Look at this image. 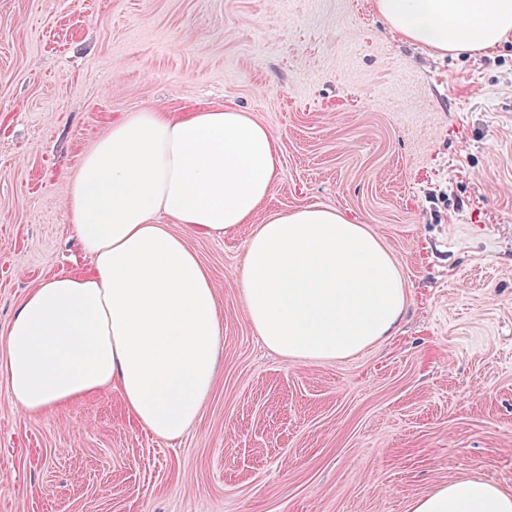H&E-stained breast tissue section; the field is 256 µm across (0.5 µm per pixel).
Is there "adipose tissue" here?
Returning <instances> with one entry per match:
<instances>
[{
    "label": "adipose tissue",
    "instance_id": "ef3b65f1",
    "mask_svg": "<svg viewBox=\"0 0 512 512\" xmlns=\"http://www.w3.org/2000/svg\"><path fill=\"white\" fill-rule=\"evenodd\" d=\"M375 8L405 39L441 52H484L512 38V0H375ZM279 172L274 134L234 106L143 109L113 121L67 184L87 269L30 290L0 333L12 401L36 415L112 388L139 426L184 435L212 389L222 333L189 233L250 225L246 317L283 357L338 360L395 335L405 282L367 225L319 204L255 223ZM410 512H512V493L459 479L413 500Z\"/></svg>",
    "mask_w": 512,
    "mask_h": 512
}]
</instances>
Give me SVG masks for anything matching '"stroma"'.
I'll use <instances>...</instances> for the list:
<instances>
[{
	"label": "stroma",
	"mask_w": 512,
	"mask_h": 512,
	"mask_svg": "<svg viewBox=\"0 0 512 512\" xmlns=\"http://www.w3.org/2000/svg\"><path fill=\"white\" fill-rule=\"evenodd\" d=\"M234 105L278 140L255 220L304 204L379 236L399 331L297 361L248 322L249 227L193 235L223 332L196 423L163 439L104 391L23 413L0 378V512H410L476 477L512 492V39L453 56L374 0H0V333L86 265L68 177L127 112Z\"/></svg>",
	"instance_id": "stroma-1"
}]
</instances>
